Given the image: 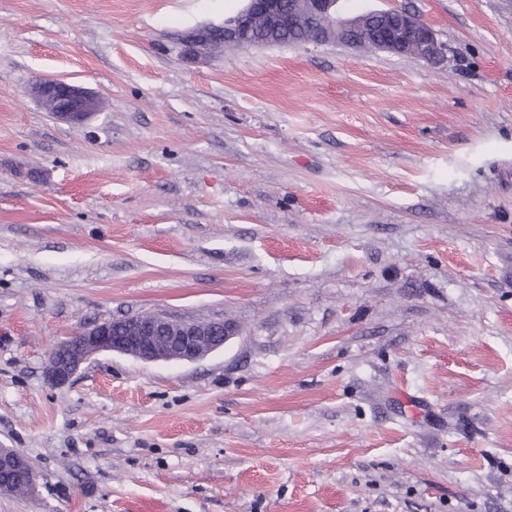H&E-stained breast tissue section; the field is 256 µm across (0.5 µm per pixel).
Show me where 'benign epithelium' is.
<instances>
[{
    "mask_svg": "<svg viewBox=\"0 0 512 512\" xmlns=\"http://www.w3.org/2000/svg\"><path fill=\"white\" fill-rule=\"evenodd\" d=\"M244 7L220 26H208L183 36L203 47L220 40L226 48L277 46L270 37L252 33L262 23L272 30L317 23L326 32L351 34L346 46L382 50L435 62L447 56L448 46L415 15L396 9L369 10L350 16L342 0H244ZM45 110L59 121L81 126L98 111V99L89 89L60 77H44L28 89ZM237 333L230 321L174 320L163 314L135 315L85 327L60 341L53 349L46 375L56 385L66 383L92 356L112 352L144 362H194L222 347ZM35 475L19 453L0 448V491L29 490Z\"/></svg>",
    "mask_w": 512,
    "mask_h": 512,
    "instance_id": "7a95c632",
    "label": "benign epithelium"
}]
</instances>
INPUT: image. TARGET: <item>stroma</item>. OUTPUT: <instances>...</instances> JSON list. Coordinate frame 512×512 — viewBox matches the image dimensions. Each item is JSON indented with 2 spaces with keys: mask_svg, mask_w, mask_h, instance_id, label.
<instances>
[{
  "mask_svg": "<svg viewBox=\"0 0 512 512\" xmlns=\"http://www.w3.org/2000/svg\"><path fill=\"white\" fill-rule=\"evenodd\" d=\"M243 6L0 0V448L36 479L0 512H512V0H348L440 63L183 43ZM157 312L238 334L47 381ZM28 92L57 120L70 125H84L98 111L96 95L65 78H40L29 86ZM236 333L230 321L174 320L163 314L102 321L60 341L50 355L46 375L52 383L64 384L101 352L144 362H194L223 348Z\"/></svg>",
  "mask_w": 512,
  "mask_h": 512,
  "instance_id": "obj_1",
  "label": "stroma"
}]
</instances>
